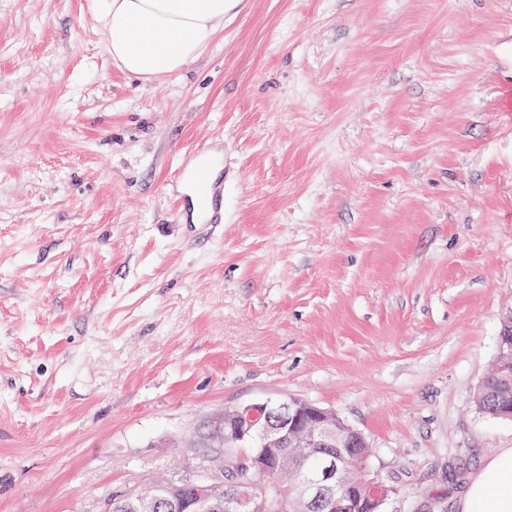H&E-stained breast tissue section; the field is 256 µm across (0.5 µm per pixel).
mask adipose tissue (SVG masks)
<instances>
[{
	"label": "adipose tissue",
	"mask_w": 512,
	"mask_h": 512,
	"mask_svg": "<svg viewBox=\"0 0 512 512\" xmlns=\"http://www.w3.org/2000/svg\"><path fill=\"white\" fill-rule=\"evenodd\" d=\"M239 0H92L105 48L125 73L182 71L202 53ZM459 512H512V448L470 476Z\"/></svg>",
	"instance_id": "ef3b65f1"
}]
</instances>
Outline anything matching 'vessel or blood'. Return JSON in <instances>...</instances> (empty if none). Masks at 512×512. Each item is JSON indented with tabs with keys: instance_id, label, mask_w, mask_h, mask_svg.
Segmentation results:
<instances>
[{
	"instance_id": "vessel-or-blood-1",
	"label": "vessel or blood",
	"mask_w": 512,
	"mask_h": 512,
	"mask_svg": "<svg viewBox=\"0 0 512 512\" xmlns=\"http://www.w3.org/2000/svg\"><path fill=\"white\" fill-rule=\"evenodd\" d=\"M222 162L221 147L208 143L196 144L186 151L174 180L185 187L192 197L195 214H188L184 206H177L175 220L180 224H220L224 221V181L214 177L213 170Z\"/></svg>"
}]
</instances>
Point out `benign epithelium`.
<instances>
[{
    "instance_id": "obj_1",
    "label": "benign epithelium",
    "mask_w": 512,
    "mask_h": 512,
    "mask_svg": "<svg viewBox=\"0 0 512 512\" xmlns=\"http://www.w3.org/2000/svg\"><path fill=\"white\" fill-rule=\"evenodd\" d=\"M496 367L502 382L501 399H512V349L499 352ZM197 448H224L232 441L241 449L234 462L236 474L252 476L250 489L229 494L224 484L210 481L217 469L224 468V457L207 452L195 455L193 471L200 482H187V493L195 512H278L281 487H288L311 506L329 500L345 509L342 488L352 482L367 498L386 503L391 489L369 470L344 465L343 448L371 447L363 432L348 424L332 408L300 397L269 399L228 408L211 417L197 430ZM292 448H314L323 454L324 466L311 478L301 476L288 463ZM124 512H181L183 495L166 485L131 487L118 497Z\"/></svg>"
}]
</instances>
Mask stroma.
I'll return each mask as SVG.
<instances>
[{
    "label": "stroma",
    "mask_w": 512,
    "mask_h": 512,
    "mask_svg": "<svg viewBox=\"0 0 512 512\" xmlns=\"http://www.w3.org/2000/svg\"><path fill=\"white\" fill-rule=\"evenodd\" d=\"M89 0H0V512L190 474L295 395L372 444L384 512H457L512 448L476 409L512 311V0H243L181 72ZM223 142L224 222L176 224Z\"/></svg>",
    "instance_id": "stroma-1"
}]
</instances>
